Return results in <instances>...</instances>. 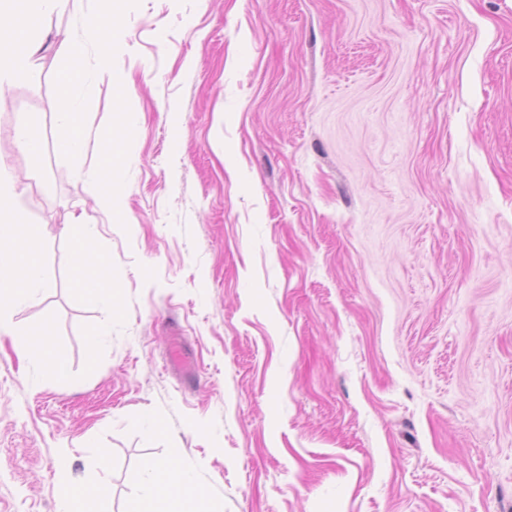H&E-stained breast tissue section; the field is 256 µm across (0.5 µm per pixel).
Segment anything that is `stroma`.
<instances>
[{"mask_svg": "<svg viewBox=\"0 0 512 512\" xmlns=\"http://www.w3.org/2000/svg\"><path fill=\"white\" fill-rule=\"evenodd\" d=\"M91 7L47 15L0 88L48 282L0 334V512H57L100 472L101 512H127L168 459L223 512H512V0H139L116 217L54 133ZM81 213L111 314L73 286ZM172 324L196 383L166 363ZM38 327L68 385L19 356ZM14 139L17 144L32 158L36 159L41 155L43 139L29 123L22 122L15 128Z\"/></svg>", "mask_w": 512, "mask_h": 512, "instance_id": "1", "label": "stroma"}]
</instances>
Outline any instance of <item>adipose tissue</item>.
<instances>
[{"label":"adipose tissue","instance_id":"adipose-tissue-1","mask_svg":"<svg viewBox=\"0 0 512 512\" xmlns=\"http://www.w3.org/2000/svg\"><path fill=\"white\" fill-rule=\"evenodd\" d=\"M63 0H0V84L27 79L31 59L41 46L38 25ZM74 245L76 289L91 305L115 310L117 300L110 288V259L95 250L94 227L75 223L65 228ZM42 260L35 241L17 208L15 184L8 168L0 165V330L8 328L7 316L14 308L37 300L45 288ZM36 362L43 381L61 384L67 380L63 354L46 337L35 347L23 348ZM107 493L106 483L89 486L64 484L58 512H98ZM129 512H223L196 475L173 460H154L143 467L142 478Z\"/></svg>","mask_w":512,"mask_h":512}]
</instances>
